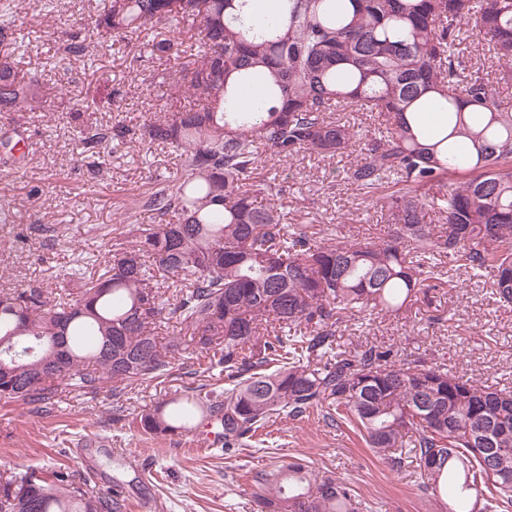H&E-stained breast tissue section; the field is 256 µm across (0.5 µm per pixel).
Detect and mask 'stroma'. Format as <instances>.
Here are the masks:
<instances>
[{
    "label": "stroma",
    "mask_w": 512,
    "mask_h": 512,
    "mask_svg": "<svg viewBox=\"0 0 512 512\" xmlns=\"http://www.w3.org/2000/svg\"><path fill=\"white\" fill-rule=\"evenodd\" d=\"M87 2L54 0L49 12L44 0H23L10 16L15 37L28 43L15 53L16 66L24 77L44 75L51 104L35 101L15 113L29 156L21 168L0 165V289L32 279L54 292L73 288L70 271L78 255L128 245L132 225L154 221L134 201L155 180L180 175L174 154L137 140L110 154L100 174L90 177L75 145L80 124L117 118L136 128L151 111H175L183 102L134 79L129 55L114 48L100 49L93 64L72 57L54 67L59 31L83 28ZM120 84L127 90L121 99L112 95ZM86 96L96 99V108L71 122L58 121V114H72L75 101ZM355 161L352 155L293 161L270 156L264 170L286 188L281 203L289 223L307 225L316 240L349 243L386 231L375 194L346 179ZM372 345L394 348L402 360L431 359L480 384L512 391V304L498 301L487 276L472 279L458 270L431 303H416L403 315L348 317L333 348L353 354ZM197 386L212 400H223L224 369L190 349L168 375L132 385L117 397L108 385L95 392L63 385L42 416L0 400V471L58 464L92 475L100 489L122 485V512H260L252 477L302 456L316 469L354 482L369 512H441L436 498L419 490L415 466L391 470L354 432L319 411L296 420L273 418L261 435L229 451L201 449L191 432L152 436L134 424L140 407Z\"/></svg>",
    "instance_id": "obj_1"
}]
</instances>
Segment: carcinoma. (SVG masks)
I'll return each instance as SVG.
<instances>
[{"instance_id":"obj_1","label":"carcinoma","mask_w":512,"mask_h":512,"mask_svg":"<svg viewBox=\"0 0 512 512\" xmlns=\"http://www.w3.org/2000/svg\"><path fill=\"white\" fill-rule=\"evenodd\" d=\"M262 19L248 0H99L95 39L61 31L66 56H95L152 24H187L185 39H154L132 61L185 55L182 78L151 83L192 99L156 113L136 132L89 123L78 149L100 173L103 149L133 138L178 153L182 176L158 182L138 207L128 248L67 301L33 282L0 290V399L50 403L55 384L94 392L163 376L192 344L224 366V401L184 393L136 414L142 431L179 434L207 415L228 448L281 412L332 408L394 467L417 465L422 490L442 512H512V391L481 385L388 347L329 355L346 315H398L428 297L443 259L493 277L512 303V102L480 77L460 83L453 47L470 25L483 51L512 66V0H279ZM269 81L265 101L239 98L250 78ZM40 76H19L0 52V112L45 96ZM444 114L423 145L408 115ZM378 112L380 134L347 179L379 197L384 237L319 244L284 222L286 188L257 179L262 153L280 160L333 158L356 147L345 114ZM3 163L20 165L10 137ZM435 209L443 224L430 225ZM176 319L189 337L157 338ZM265 512H364L355 485L293 458L256 476ZM120 500L63 471L36 469L0 481V512H119Z\"/></svg>"}]
</instances>
